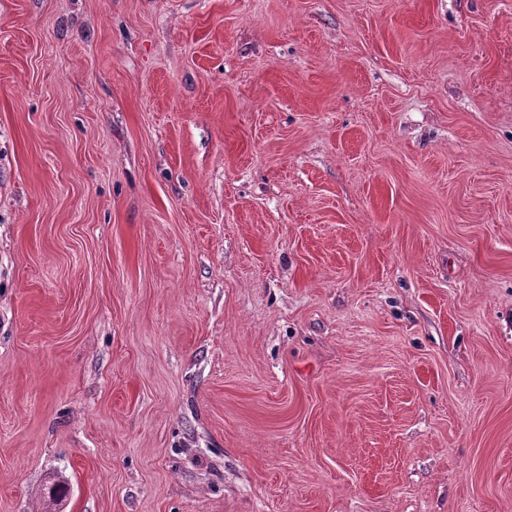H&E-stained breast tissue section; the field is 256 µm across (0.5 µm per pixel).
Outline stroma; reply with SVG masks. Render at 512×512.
<instances>
[{"label":"stroma","mask_w":512,"mask_h":512,"mask_svg":"<svg viewBox=\"0 0 512 512\" xmlns=\"http://www.w3.org/2000/svg\"><path fill=\"white\" fill-rule=\"evenodd\" d=\"M0 512H512V0H0Z\"/></svg>","instance_id":"stroma-1"}]
</instances>
